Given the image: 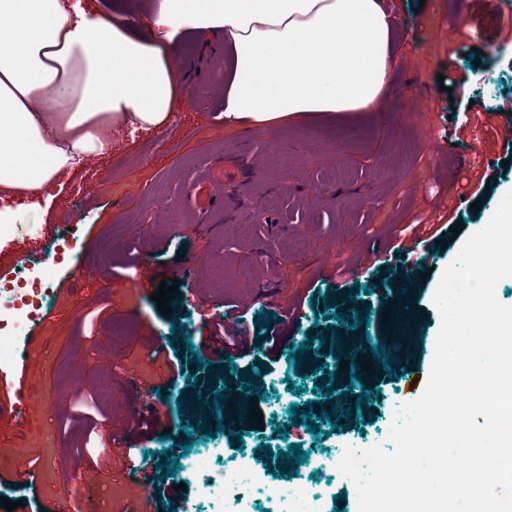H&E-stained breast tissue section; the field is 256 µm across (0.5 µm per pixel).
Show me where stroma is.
<instances>
[{
  "label": "stroma",
  "mask_w": 512,
  "mask_h": 512,
  "mask_svg": "<svg viewBox=\"0 0 512 512\" xmlns=\"http://www.w3.org/2000/svg\"><path fill=\"white\" fill-rule=\"evenodd\" d=\"M392 16L389 85L375 112H300L263 126L227 124L224 84L233 53L221 36L176 41L173 63L190 104L166 126L125 123L112 146L64 174L39 198L15 208L13 229L0 237V276L50 257L64 258L47 277L45 311L28 357L0 361V374L23 382L38 404L22 427L0 431V496L23 499L27 472H38L36 498L16 512H84L95 490L105 512H129L134 502L127 445L144 454L142 478L156 480L145 512H209L202 478L177 453L186 438V407L204 416L229 414L240 401L215 405L221 388L259 376L263 429L240 426L242 445L226 434L194 435L193 454H209L214 473L246 463L260 478L253 512H271L270 488L317 491L322 512H358L355 486L331 465L338 449L381 446L396 410L424 391L440 315L433 296L445 268L467 237L485 227L512 191V167H497L512 120V7L504 0H383ZM493 29L494 44L473 53L469 28ZM493 114L486 124L476 115ZM488 188H481L482 177ZM479 209H472V202ZM462 226L446 231L448 220ZM441 227L446 249L426 239L411 256L394 244L413 242L412 225ZM82 258L89 276L71 285L67 263ZM429 274H422V267ZM174 279L179 290L165 318L151 295L154 282ZM365 294L355 295L356 286ZM268 289L255 304L252 288ZM234 306L246 336L279 338L277 354L252 349L237 371L211 350L192 362L215 308ZM396 308L406 325L388 336L383 310ZM369 312L358 335L371 373L341 378V389L371 392L370 405L348 427L295 424L292 406L331 402L318 393L315 360L292 361L303 337L344 336L339 317ZM180 333H171L172 325ZM124 345L109 355L113 337ZM172 344L175 356L151 359L153 346ZM384 345L386 360L372 357ZM87 404L102 415L88 426L77 414ZM152 421L142 436L139 418ZM307 463L292 465L291 444ZM272 457H261L260 445ZM176 456L174 473L157 470L162 454ZM186 491H178V484Z\"/></svg>",
  "instance_id": "obj_1"
}]
</instances>
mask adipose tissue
Returning a JSON list of instances; mask_svg holds the SVG:
<instances>
[{"label":"adipose tissue","mask_w":512,"mask_h":512,"mask_svg":"<svg viewBox=\"0 0 512 512\" xmlns=\"http://www.w3.org/2000/svg\"><path fill=\"white\" fill-rule=\"evenodd\" d=\"M145 25L81 0H0V224L6 198L35 196L113 128L156 127L180 104L171 62L182 31L223 35L235 55L224 117L376 111L390 22L383 0H145Z\"/></svg>","instance_id":"obj_1"}]
</instances>
